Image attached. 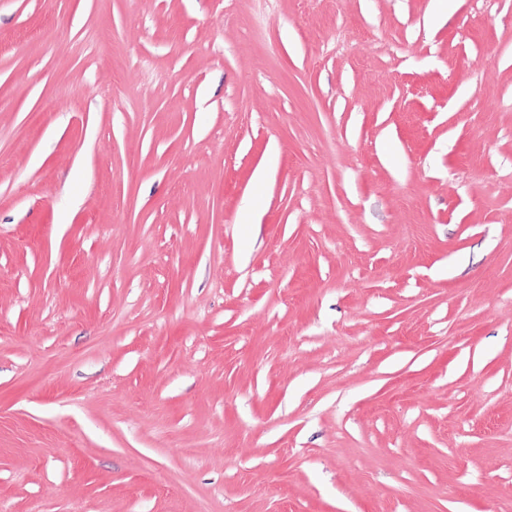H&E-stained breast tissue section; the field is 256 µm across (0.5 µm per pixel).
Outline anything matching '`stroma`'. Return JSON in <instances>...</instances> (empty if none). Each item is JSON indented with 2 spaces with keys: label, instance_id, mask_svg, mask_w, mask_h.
Returning a JSON list of instances; mask_svg holds the SVG:
<instances>
[{
  "label": "stroma",
  "instance_id": "35a3bbf8",
  "mask_svg": "<svg viewBox=\"0 0 512 512\" xmlns=\"http://www.w3.org/2000/svg\"><path fill=\"white\" fill-rule=\"evenodd\" d=\"M0 512H512V0H0Z\"/></svg>",
  "mask_w": 512,
  "mask_h": 512
}]
</instances>
